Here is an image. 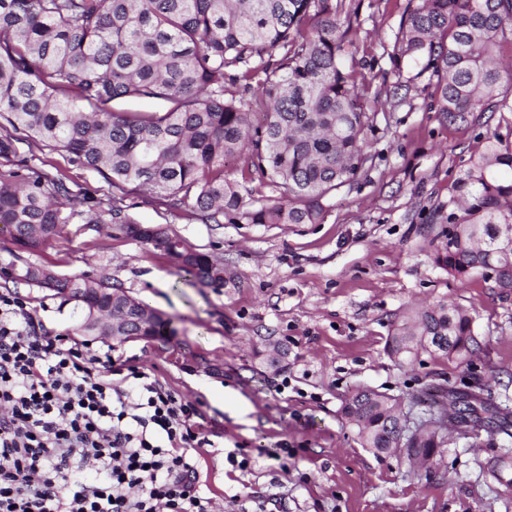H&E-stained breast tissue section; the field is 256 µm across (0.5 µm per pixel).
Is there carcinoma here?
I'll return each mask as SVG.
<instances>
[{
  "label": "carcinoma",
  "instance_id": "carcinoma-1",
  "mask_svg": "<svg viewBox=\"0 0 512 512\" xmlns=\"http://www.w3.org/2000/svg\"><path fill=\"white\" fill-rule=\"evenodd\" d=\"M361 32L345 0H0V227L21 249L39 250L60 225L117 224L142 244L140 225L117 193L134 185L179 209L191 201L203 224H317L329 195L357 180L374 155L365 129L370 84L357 70ZM402 55L425 60L436 77L434 111L464 123L495 96L512 112L507 78L494 52L512 46V0H419L398 32ZM160 104L143 112L125 102ZM64 152L102 174L112 193L71 194L60 177L16 156V134ZM245 152V182H268L280 200L247 203L224 179V158ZM444 227L430 241L435 266L464 277L479 272L499 294L512 293V148L488 139L448 189ZM177 270L218 290L221 258L192 247ZM0 265L4 283L54 288L123 289L90 275L60 278L47 265ZM414 326L387 348L399 364L424 350L465 361L479 349L470 311L443 301L414 312ZM469 413L472 433L512 436V413L476 392L437 388L425 405L433 430L406 439L424 458L446 445L448 399ZM400 400L355 391L342 414L364 448L397 447Z\"/></svg>",
  "mask_w": 512,
  "mask_h": 512
}]
</instances>
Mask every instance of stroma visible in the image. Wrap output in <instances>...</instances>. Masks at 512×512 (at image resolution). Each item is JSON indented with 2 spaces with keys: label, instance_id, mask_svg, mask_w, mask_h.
I'll return each instance as SVG.
<instances>
[{
  "label": "stroma",
  "instance_id": "obj_1",
  "mask_svg": "<svg viewBox=\"0 0 512 512\" xmlns=\"http://www.w3.org/2000/svg\"><path fill=\"white\" fill-rule=\"evenodd\" d=\"M362 22L357 58L378 92L366 137L374 163L326 203L317 224H203L188 208L132 189L123 198L142 225H163L224 261L230 282L195 285L158 251L107 224L71 223L25 261L71 277L88 272L121 286L170 321L169 336L118 341L82 334L81 314L52 291L16 293L51 335L111 347L119 363L155 376L196 409L198 486L209 512H512V485L489 463L512 438L450 433L434 477L402 458L363 448L342 415L360 387L406 400L432 386L477 391L512 408V295L481 274L433 265L424 231L471 157L498 137L512 144V114L476 112L442 123L436 82L401 55L396 36L410 0H346ZM18 156L73 192H108L99 173L28 140ZM471 310L480 348L465 362L421 354L407 367L386 353L390 336L436 301ZM278 457H269V450ZM248 459L233 467L228 454Z\"/></svg>",
  "mask_w": 512,
  "mask_h": 512
}]
</instances>
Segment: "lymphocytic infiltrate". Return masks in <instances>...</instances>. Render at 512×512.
I'll return each instance as SVG.
<instances>
[{"instance_id": "f902f5d3", "label": "lymphocytic infiltrate", "mask_w": 512, "mask_h": 512, "mask_svg": "<svg viewBox=\"0 0 512 512\" xmlns=\"http://www.w3.org/2000/svg\"><path fill=\"white\" fill-rule=\"evenodd\" d=\"M114 365L0 293V512H208L193 405L143 372L114 387Z\"/></svg>"}]
</instances>
